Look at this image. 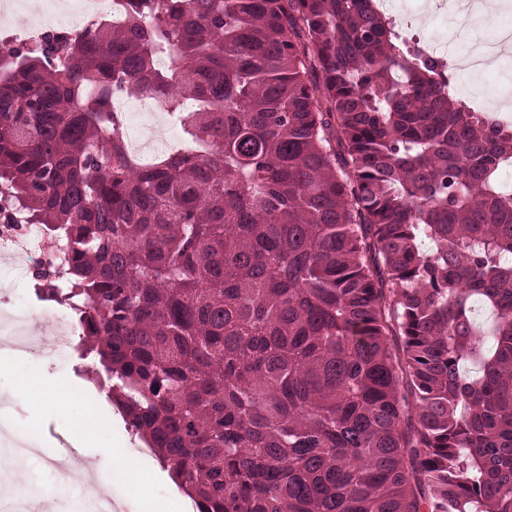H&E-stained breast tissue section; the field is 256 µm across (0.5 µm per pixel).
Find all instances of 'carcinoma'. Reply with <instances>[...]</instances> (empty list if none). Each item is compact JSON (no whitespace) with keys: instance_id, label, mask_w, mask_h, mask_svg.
Masks as SVG:
<instances>
[{"instance_id":"1","label":"carcinoma","mask_w":512,"mask_h":512,"mask_svg":"<svg viewBox=\"0 0 512 512\" xmlns=\"http://www.w3.org/2000/svg\"><path fill=\"white\" fill-rule=\"evenodd\" d=\"M119 95L194 147L139 163ZM507 163L374 0L0 42V216L43 225L34 294L198 512H512Z\"/></svg>"}]
</instances>
